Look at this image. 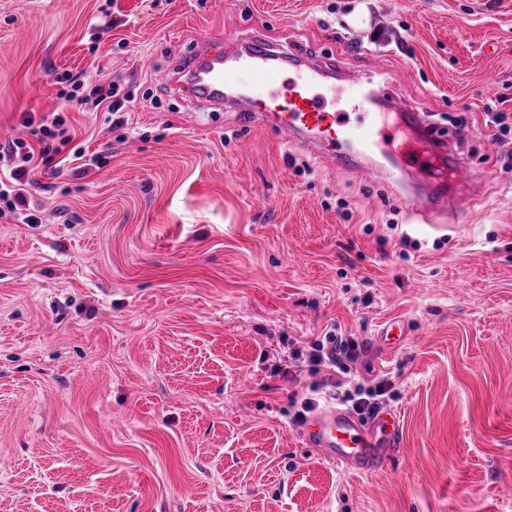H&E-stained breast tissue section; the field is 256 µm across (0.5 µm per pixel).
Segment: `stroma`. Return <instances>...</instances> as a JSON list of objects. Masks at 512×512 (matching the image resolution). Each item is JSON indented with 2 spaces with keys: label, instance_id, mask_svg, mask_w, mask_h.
I'll use <instances>...</instances> for the list:
<instances>
[{
  "label": "stroma",
  "instance_id": "35a3bbf8",
  "mask_svg": "<svg viewBox=\"0 0 512 512\" xmlns=\"http://www.w3.org/2000/svg\"><path fill=\"white\" fill-rule=\"evenodd\" d=\"M400 71L481 203L435 229L388 186L165 92L202 37ZM113 81L111 114L56 76ZM512 0H0V128L61 112L80 173L39 167L40 223L0 219V512H512ZM413 338L375 354L383 321ZM339 330L352 382L387 381L403 443L365 476L305 448L295 401L326 372L281 357ZM56 83L63 87L57 93L60 99L73 106L79 112H88L104 108L105 112H124L126 95H121V88L115 82L98 84L83 94L84 82L79 76L65 73L56 77Z\"/></svg>",
  "mask_w": 512,
  "mask_h": 512
}]
</instances>
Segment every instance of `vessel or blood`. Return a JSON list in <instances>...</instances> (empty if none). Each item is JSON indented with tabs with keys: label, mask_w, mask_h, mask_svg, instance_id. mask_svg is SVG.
Listing matches in <instances>:
<instances>
[{
	"label": "vessel or blood",
	"mask_w": 512,
	"mask_h": 512,
	"mask_svg": "<svg viewBox=\"0 0 512 512\" xmlns=\"http://www.w3.org/2000/svg\"><path fill=\"white\" fill-rule=\"evenodd\" d=\"M335 69L334 58L323 55L290 60L288 51L258 34L227 49L199 39L158 81L197 104L236 112L243 125L270 128L302 147L326 173L350 168L391 186L422 222L447 209L477 206V198L466 193L474 168L453 150L447 129L397 94L395 72L349 71L336 83ZM376 100L399 115L414 140L368 111ZM411 336L408 321L393 318L380 324L371 343L376 349L399 348ZM401 433L395 411L366 420L332 402L307 418L302 437L320 459L372 474L386 466Z\"/></svg>",
	"instance_id": "obj_1"
}]
</instances>
